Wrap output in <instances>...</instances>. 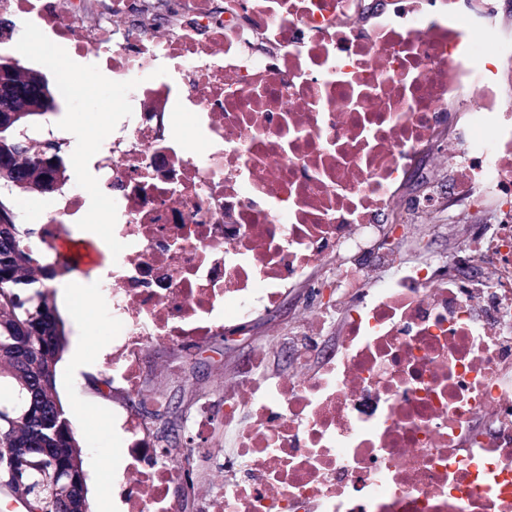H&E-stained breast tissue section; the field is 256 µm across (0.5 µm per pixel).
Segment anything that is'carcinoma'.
Returning a JSON list of instances; mask_svg holds the SVG:
<instances>
[{
	"label": "carcinoma",
	"mask_w": 512,
	"mask_h": 512,
	"mask_svg": "<svg viewBox=\"0 0 512 512\" xmlns=\"http://www.w3.org/2000/svg\"><path fill=\"white\" fill-rule=\"evenodd\" d=\"M40 116V112H14L0 125V186L41 191L54 172L67 170L61 148L53 141L30 157L29 165L18 162L30 147L16 127ZM28 235L16 221L0 223V369L17 382L21 400L18 407L0 405V441L40 449L32 458L33 468L24 475L37 487L31 504L38 512H69L51 484L59 464L57 449L73 452L80 447L74 431L66 427L64 406L54 401L55 370L66 339L56 307L42 288L55 278L56 266H38L37 277L22 275L38 262L35 252L23 246Z\"/></svg>",
	"instance_id": "carcinoma-1"
}]
</instances>
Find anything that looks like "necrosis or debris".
<instances>
[{
	"mask_svg": "<svg viewBox=\"0 0 512 512\" xmlns=\"http://www.w3.org/2000/svg\"><path fill=\"white\" fill-rule=\"evenodd\" d=\"M158 11L0 0L1 18L112 73L120 115L38 244L63 265L59 241L105 198L110 253L85 267L112 317L105 386L135 393L156 338L201 344L346 254L338 299L302 332L309 358L322 324L345 318L317 372L250 373L223 414L192 416L197 437L219 418L233 434V473L207 512H512V49L479 39L488 0H172L163 29ZM424 157L478 186L454 221L495 202L461 258L374 246L382 212L441 207L435 191L402 194ZM381 271L385 285L353 299ZM115 425L138 477L123 512H175L183 470L132 416Z\"/></svg>",
	"mask_w": 512,
	"mask_h": 512,
	"instance_id": "necrosis-or-debris-1",
	"label": "necrosis or debris"
}]
</instances>
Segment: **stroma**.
<instances>
[{
    "label": "stroma",
    "mask_w": 512,
    "mask_h": 512,
    "mask_svg": "<svg viewBox=\"0 0 512 512\" xmlns=\"http://www.w3.org/2000/svg\"><path fill=\"white\" fill-rule=\"evenodd\" d=\"M9 51L24 67L46 75L59 105L53 120L70 115L78 102L111 110L112 102L105 97L109 84L70 81L68 69L74 58L66 43L46 41L37 33L16 34ZM406 222L399 241L409 260L464 251L470 237L466 226L449 223L444 208L419 217L407 215ZM55 306L69 345L56 366L55 391L80 440L90 512H115L114 502L133 477L120 464L121 448L112 432L113 417L133 412L152 439L160 435L162 422L156 418L153 405L131 403L124 391L100 383L105 356L112 350V328L101 295L71 305L59 300ZM321 309V303L308 302L307 287L300 284L287 289L274 308L258 314L246 328L226 326L222 335L202 345L188 348L158 338L143 357L142 389L162 393L165 400L180 404L189 413L205 399L223 405L225 384L240 380L259 354L264 357L262 372L271 379L286 382L308 376L317 370L318 361L302 365L292 353L300 342L303 323ZM78 341L83 342L88 355L86 366L80 369L71 365L70 347ZM191 439L193 453L181 449L169 455L175 465H187L193 471V493L177 494L176 499L179 512H205L206 493L222 487L227 477L224 427L216 425L208 438Z\"/></svg>",
    "instance_id": "obj_1"
}]
</instances>
